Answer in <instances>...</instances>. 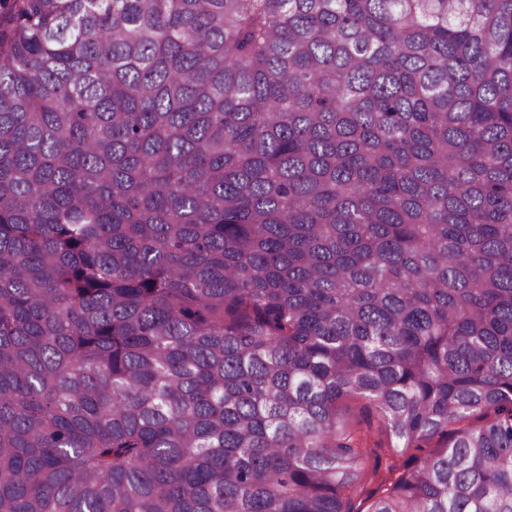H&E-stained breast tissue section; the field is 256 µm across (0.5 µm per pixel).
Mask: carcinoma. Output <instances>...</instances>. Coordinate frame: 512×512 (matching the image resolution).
I'll list each match as a JSON object with an SVG mask.
<instances>
[{
    "label": "carcinoma",
    "instance_id": "carcinoma-1",
    "mask_svg": "<svg viewBox=\"0 0 512 512\" xmlns=\"http://www.w3.org/2000/svg\"><path fill=\"white\" fill-rule=\"evenodd\" d=\"M348 398L512 512V0H9L0 512H362Z\"/></svg>",
    "mask_w": 512,
    "mask_h": 512
}]
</instances>
